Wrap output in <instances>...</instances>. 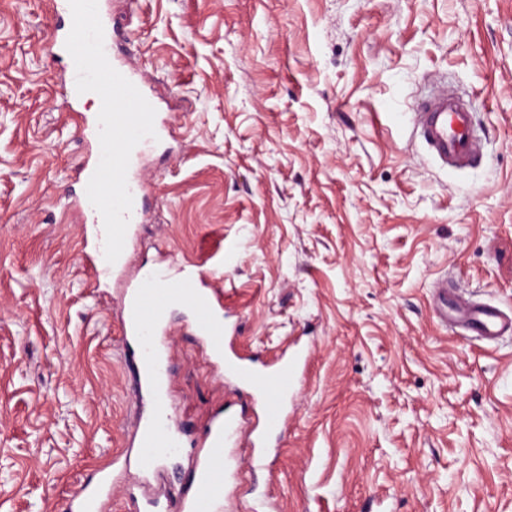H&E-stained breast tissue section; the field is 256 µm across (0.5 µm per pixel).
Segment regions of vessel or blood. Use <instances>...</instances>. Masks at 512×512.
<instances>
[{"label": "vessel or blood", "instance_id": "b4317fda", "mask_svg": "<svg viewBox=\"0 0 512 512\" xmlns=\"http://www.w3.org/2000/svg\"><path fill=\"white\" fill-rule=\"evenodd\" d=\"M50 15L55 54L66 61L72 91L92 90L100 103L96 116L76 115L90 155L83 169L82 192L68 197L66 204L81 217L93 274L104 282L121 273L124 241L145 221L146 187L138 170L142 158L159 141L161 127L141 73L114 53L118 34L104 22L100 0H50ZM415 128L442 166L463 169L477 164L474 116L467 101L447 86L434 87L417 104ZM175 303L190 309L193 327L211 343L217 367L249 390L263 409L262 422L247 430L231 416L216 418L208 426L205 451L192 465L191 491L176 503L177 512H223L225 448L246 438L251 453L243 465L256 467L267 439L289 419L288 400L296 391L309 351L299 346L272 363L257 365L236 351L223 350L222 288H204L202 276L176 257L168 265L142 270L124 293L122 329L138 347L137 383L150 402L148 413L134 418L145 469H153L181 446L169 412L162 342L167 312ZM439 316L451 327L489 341L512 334V317L489 303L461 302L440 308ZM111 494V481L102 479L96 487L75 495L71 512H104Z\"/></svg>", "mask_w": 512, "mask_h": 512}]
</instances>
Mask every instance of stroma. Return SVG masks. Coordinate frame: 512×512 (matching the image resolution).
<instances>
[{
    "mask_svg": "<svg viewBox=\"0 0 512 512\" xmlns=\"http://www.w3.org/2000/svg\"><path fill=\"white\" fill-rule=\"evenodd\" d=\"M121 51L170 106L130 268L177 253L224 280L225 342L311 344L272 466L223 512H512V335L437 318V286L512 311V0H111ZM48 0H0V512H67L133 442L135 363L61 200L86 148ZM472 105L480 160L415 139L435 80ZM183 446L109 512L190 484L218 411L256 420L171 310Z\"/></svg>",
    "mask_w": 512,
    "mask_h": 512,
    "instance_id": "35a3bbf8",
    "label": "stroma"
}]
</instances>
